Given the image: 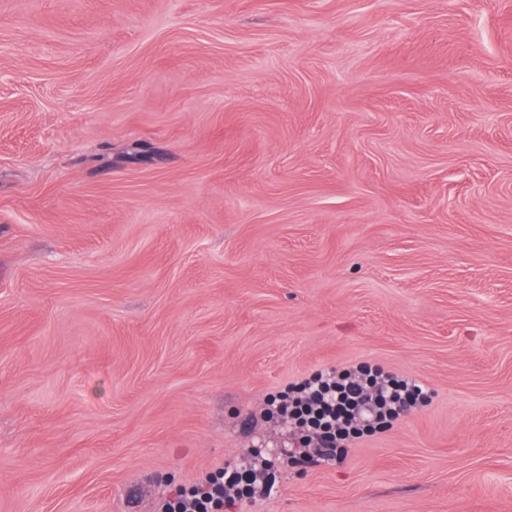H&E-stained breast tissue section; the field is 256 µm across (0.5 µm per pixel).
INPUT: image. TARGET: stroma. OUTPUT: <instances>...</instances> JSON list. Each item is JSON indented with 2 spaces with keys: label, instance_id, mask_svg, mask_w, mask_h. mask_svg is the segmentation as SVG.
I'll use <instances>...</instances> for the list:
<instances>
[{
  "label": "stroma",
  "instance_id": "stroma-1",
  "mask_svg": "<svg viewBox=\"0 0 512 512\" xmlns=\"http://www.w3.org/2000/svg\"><path fill=\"white\" fill-rule=\"evenodd\" d=\"M360 361L431 403L224 512H512V0H0V512H159Z\"/></svg>",
  "mask_w": 512,
  "mask_h": 512
}]
</instances>
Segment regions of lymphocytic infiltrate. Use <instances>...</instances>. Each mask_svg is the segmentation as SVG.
<instances>
[{"instance_id":"f902f5d3","label":"lymphocytic infiltrate","mask_w":512,"mask_h":512,"mask_svg":"<svg viewBox=\"0 0 512 512\" xmlns=\"http://www.w3.org/2000/svg\"><path fill=\"white\" fill-rule=\"evenodd\" d=\"M428 400L419 381L387 375L360 362L318 371L270 395L266 415L288 425L304 445L337 449L343 442L392 427L401 414ZM276 469V457L246 449L239 463L181 490L163 503L162 512H224V502L232 496L271 492Z\"/></svg>"}]
</instances>
